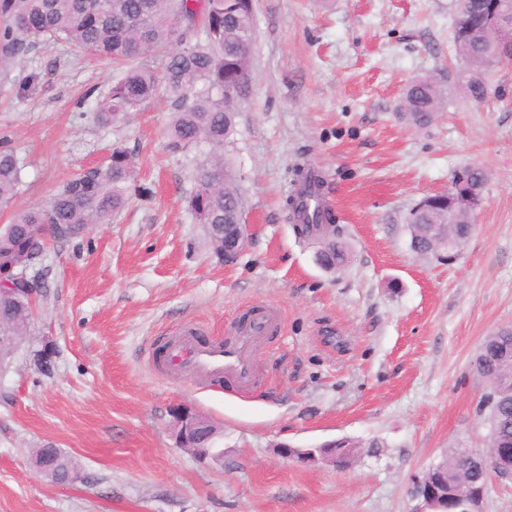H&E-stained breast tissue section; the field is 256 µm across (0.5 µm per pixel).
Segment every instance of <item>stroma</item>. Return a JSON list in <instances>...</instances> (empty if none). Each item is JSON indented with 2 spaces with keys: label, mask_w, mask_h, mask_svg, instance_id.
Masks as SVG:
<instances>
[{
  "label": "stroma",
  "mask_w": 512,
  "mask_h": 512,
  "mask_svg": "<svg viewBox=\"0 0 512 512\" xmlns=\"http://www.w3.org/2000/svg\"><path fill=\"white\" fill-rule=\"evenodd\" d=\"M251 92L232 158L251 239L213 255L187 206L203 149L170 152L165 93L109 127L95 118L110 62L38 45L0 85V137L26 163L15 207L105 161L113 144L138 178L126 207L53 244L28 334L0 364V512H434L417 477L452 448H486L475 360L512 324V65L486 71L475 103L454 68V0H254ZM432 74L447 100L425 127L397 116L406 84ZM326 182L342 270L316 261L287 206L292 171ZM484 168L475 227L455 262L410 247L409 213ZM270 306L279 330L239 392L156 349L189 322L220 338ZM54 352L51 371L36 361ZM217 428L220 456L176 445V407ZM349 466L282 457L334 440ZM53 444L78 477L59 484L33 455Z\"/></svg>",
  "instance_id": "stroma-1"
}]
</instances>
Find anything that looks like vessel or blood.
Here are the masks:
<instances>
[{
    "instance_id": "1",
    "label": "vessel or blood",
    "mask_w": 512,
    "mask_h": 512,
    "mask_svg": "<svg viewBox=\"0 0 512 512\" xmlns=\"http://www.w3.org/2000/svg\"><path fill=\"white\" fill-rule=\"evenodd\" d=\"M275 313L249 310L230 330V339L204 340L197 328H184L168 344L163 362L207 379H227L240 387L250 386L256 373L253 349L272 336L277 323Z\"/></svg>"
}]
</instances>
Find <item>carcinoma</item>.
<instances>
[{
    "label": "carcinoma",
    "mask_w": 512,
    "mask_h": 512,
    "mask_svg": "<svg viewBox=\"0 0 512 512\" xmlns=\"http://www.w3.org/2000/svg\"><path fill=\"white\" fill-rule=\"evenodd\" d=\"M483 0H465L454 14L457 54L471 59L468 95L474 102L487 95V58L508 53L495 46L494 33L481 20ZM255 14L253 0H0V83L9 79L18 60L40 43L63 44L71 51L102 57L120 69L108 92L99 96L95 119L109 126L140 109L164 87L171 101L169 150L184 152L210 146L196 171L187 203L200 224L208 225L213 254L224 260V215L241 205L234 165L235 112L249 92L248 68ZM446 91L432 75L410 81L400 116L414 126L428 124L440 112ZM26 165L7 142L0 143V212H6L25 186ZM289 200L298 233L315 236L321 225L334 223L323 205L325 182L309 166L294 169ZM136 179L126 149L118 144L106 163L88 167L58 186L41 204L12 213L0 226V336L20 339L32 317L29 289L35 281L17 282L5 275L11 268L35 264L49 241L78 238L92 224H106L121 211ZM422 223L410 216L411 248L430 240L460 242L467 212L451 194L431 196ZM457 223H448V217ZM346 259L343 242L331 238L317 255L326 270H339ZM480 377L490 384L489 409L495 438V468L512 469V332L497 330L482 344L476 362ZM54 480L66 482L75 471L72 460L55 451ZM438 512H464V505L485 481L487 472L474 448H451L439 463Z\"/></svg>",
    "instance_id": "cac0c4a2"
}]
</instances>
